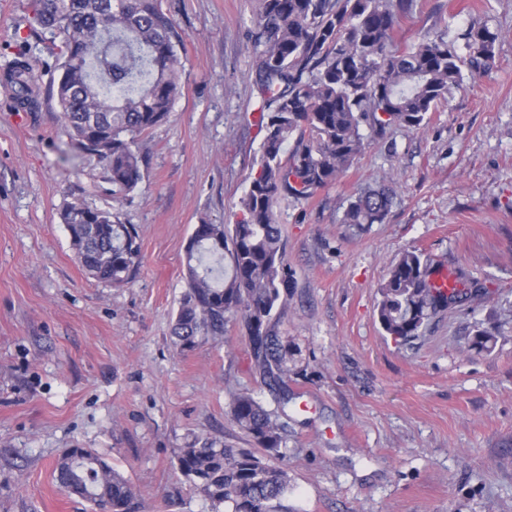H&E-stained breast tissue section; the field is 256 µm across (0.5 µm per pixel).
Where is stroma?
<instances>
[{
    "label": "stroma",
    "instance_id": "35a3bbf8",
    "mask_svg": "<svg viewBox=\"0 0 512 512\" xmlns=\"http://www.w3.org/2000/svg\"><path fill=\"white\" fill-rule=\"evenodd\" d=\"M34 0H0V64L27 52L42 84L59 38ZM403 39L473 20L502 30L417 132L373 141L312 198L280 200L291 298L275 330L288 346L279 464L293 512H512V0H417ZM183 40L182 95L138 141L142 182L114 201L105 163L74 154L54 99L14 108L0 82V512H91L53 477L69 448H93L141 492V512H207L172 468L180 448L250 438L229 420L247 389L268 410L241 316L180 352L171 328L196 224L234 223L260 160L256 84L261 0H162ZM389 186L383 223H342L350 197ZM83 199L135 225L132 280L97 281L59 219ZM464 271L487 296L439 313L406 345L385 336L379 288L403 252ZM493 337L472 345L473 328Z\"/></svg>",
    "mask_w": 512,
    "mask_h": 512
}]
</instances>
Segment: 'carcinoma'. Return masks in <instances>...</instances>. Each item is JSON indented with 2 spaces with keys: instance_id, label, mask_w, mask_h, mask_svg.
<instances>
[{
  "instance_id": "obj_1",
  "label": "carcinoma",
  "mask_w": 512,
  "mask_h": 512,
  "mask_svg": "<svg viewBox=\"0 0 512 512\" xmlns=\"http://www.w3.org/2000/svg\"><path fill=\"white\" fill-rule=\"evenodd\" d=\"M36 20L60 38L49 96L57 101L69 147L106 162L117 192L135 189L145 161L141 136L162 123L180 95L182 37L161 0H35ZM414 0H262L256 41L262 46L256 82L264 137L257 171L233 224H197L185 249L184 292L172 326L175 345L194 349L224 334L240 315L248 352L273 382L288 375V346L274 332L288 307V266L275 205L311 198L333 184L367 136L394 128L423 129L427 114L493 58L501 33L474 22L461 47L429 33L400 45L398 32ZM32 109L33 68L18 55L0 69ZM393 194L368 188L352 197L341 223L384 221ZM60 221L77 263L114 286L130 282L140 264L138 232L117 214L83 200ZM430 258L405 251L379 288L377 320L397 344L422 336L439 313L484 294L462 275L448 290L434 286ZM233 424L254 447L197 440L179 450L174 469L209 512H288V470L276 460L285 426L248 390L232 401ZM65 492L94 512H136L140 492L91 448L65 450L54 469Z\"/></svg>"
}]
</instances>
